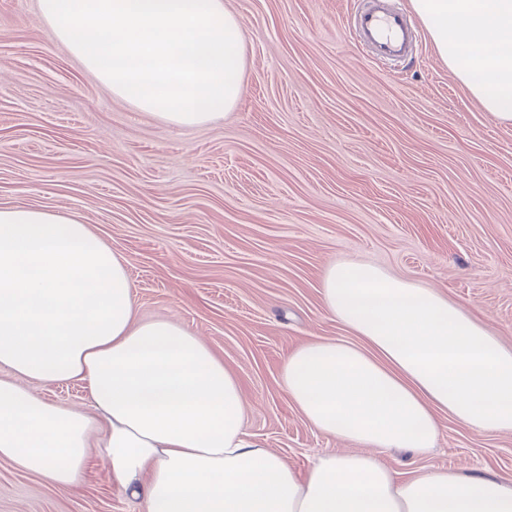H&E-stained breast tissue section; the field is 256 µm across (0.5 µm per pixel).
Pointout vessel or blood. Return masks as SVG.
Wrapping results in <instances>:
<instances>
[{"label":"vessel or blood","mask_w":512,"mask_h":512,"mask_svg":"<svg viewBox=\"0 0 512 512\" xmlns=\"http://www.w3.org/2000/svg\"><path fill=\"white\" fill-rule=\"evenodd\" d=\"M348 31L362 50L379 61L397 60L412 54L418 25L388 0H360Z\"/></svg>","instance_id":"vessel-or-blood-1"}]
</instances>
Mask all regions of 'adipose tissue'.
I'll use <instances>...</instances> for the list:
<instances>
[{"label": "adipose tissue", "mask_w": 512, "mask_h": 512, "mask_svg": "<svg viewBox=\"0 0 512 512\" xmlns=\"http://www.w3.org/2000/svg\"><path fill=\"white\" fill-rule=\"evenodd\" d=\"M439 56L512 124V0H411ZM321 293L352 339L289 353L279 379L320 433L356 444L306 473L250 437L236 377L205 341L137 317L124 258L87 224L0 208V459L61 489L91 455L143 512H512V477L378 458L427 457L440 414L512 431V346L431 288L382 267H327ZM83 384L92 412L27 381Z\"/></svg>", "instance_id": "obj_1"}]
</instances>
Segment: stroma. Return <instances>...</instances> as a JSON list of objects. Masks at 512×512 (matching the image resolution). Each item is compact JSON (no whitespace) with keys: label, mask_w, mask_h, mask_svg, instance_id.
Wrapping results in <instances>:
<instances>
[{"label":"stroma","mask_w":512,"mask_h":512,"mask_svg":"<svg viewBox=\"0 0 512 512\" xmlns=\"http://www.w3.org/2000/svg\"><path fill=\"white\" fill-rule=\"evenodd\" d=\"M245 24L244 94L168 127L116 99L37 0H0V208L77 214L127 261L138 315L202 336L238 379L247 432L305 472L350 443L280 384L289 352L349 337L324 270L374 264L438 291L512 345V126L449 70L429 32L387 67L352 40L358 0H225ZM432 461L512 474V432L440 415ZM0 512H142L91 456L52 488L0 460Z\"/></svg>","instance_id":"1"}]
</instances>
